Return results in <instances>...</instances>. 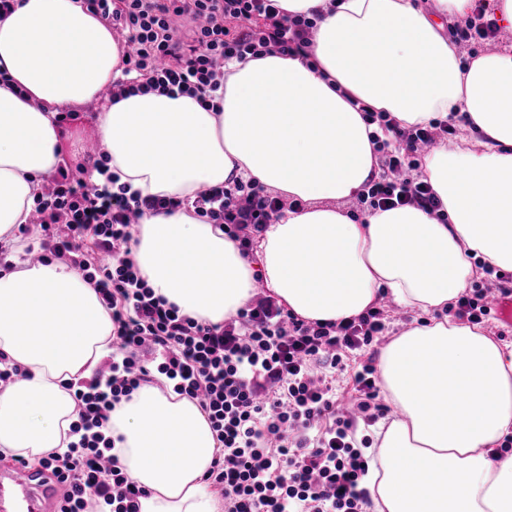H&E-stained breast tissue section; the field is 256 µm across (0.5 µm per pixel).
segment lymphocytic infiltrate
<instances>
[{"label":"lymphocytic infiltrate","instance_id":"f902f5d3","mask_svg":"<svg viewBox=\"0 0 512 512\" xmlns=\"http://www.w3.org/2000/svg\"><path fill=\"white\" fill-rule=\"evenodd\" d=\"M465 25L450 27L461 45L495 41L499 27L486 0H475ZM126 50L124 80L112 92L154 89L211 102L224 94V64L267 50L301 56L314 19L289 15L277 0H83ZM194 23L184 45L179 18ZM378 124L374 143L381 173L362 197L369 210L413 205L437 211L441 202L426 177L415 176L423 147L454 135L436 122L403 127L362 107ZM104 184L62 167L35 199L41 229L38 261L66 258L95 286L112 318V356L104 372L74 393L78 443L43 457L40 466L62 486L60 512H140L146 491L112 456L104 430L115 404L142 385L166 380L174 393L196 401L220 450L204 476L224 492V512H365L368 460L359 448L360 423H372L381 405L374 365L354 375L355 408L340 410L331 375L343 356L383 336L381 308L339 323L307 322L265 297L211 325L180 313L155 295L131 258L135 218L170 213L178 198L128 193L97 164ZM198 216L223 227L248 248L283 203L251 180L196 192Z\"/></svg>","mask_w":512,"mask_h":512}]
</instances>
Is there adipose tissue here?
<instances>
[{"instance_id":"obj_1","label":"adipose tissue","mask_w":512,"mask_h":512,"mask_svg":"<svg viewBox=\"0 0 512 512\" xmlns=\"http://www.w3.org/2000/svg\"><path fill=\"white\" fill-rule=\"evenodd\" d=\"M318 15L306 57L271 52L224 65L218 108L184 94L116 95L97 117L102 154L141 195L180 199L250 178L287 207L253 255L194 212L144 213L132 258L155 295L216 325L255 282L300 319L340 322L380 298L429 314L380 358L398 418L379 427L366 484L376 512H512V344L446 316L475 274L472 257L512 269V44L461 66L443 33L474 0H279ZM119 45L78 0H11L0 15V244L26 223L42 176L61 163L60 110L88 104L120 75ZM401 125L467 114L482 134L440 141L423 173L444 214L415 206L353 218L346 202L377 174L354 103ZM0 353L28 376L0 389V452L65 451L72 384L112 353L96 287L59 261L0 269ZM121 469L147 490L140 512H221L202 481L218 451L193 401L144 385L108 425Z\"/></svg>"}]
</instances>
